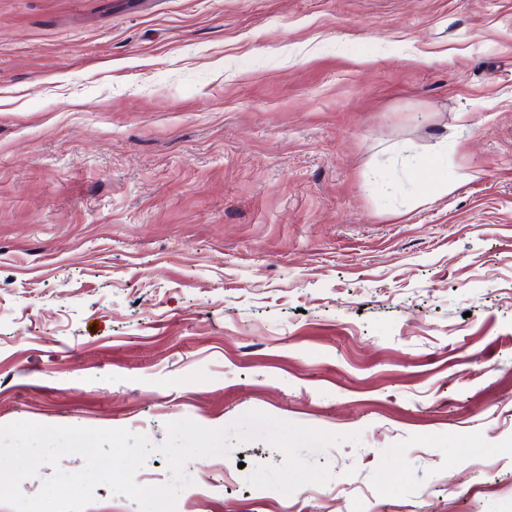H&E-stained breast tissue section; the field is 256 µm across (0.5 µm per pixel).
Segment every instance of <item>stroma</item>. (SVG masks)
<instances>
[{"label":"stroma","mask_w":512,"mask_h":512,"mask_svg":"<svg viewBox=\"0 0 512 512\" xmlns=\"http://www.w3.org/2000/svg\"><path fill=\"white\" fill-rule=\"evenodd\" d=\"M251 410L176 512H512V0H0V425Z\"/></svg>","instance_id":"stroma-1"}]
</instances>
